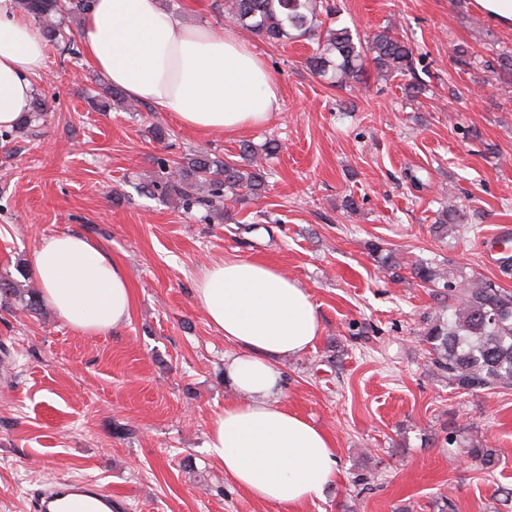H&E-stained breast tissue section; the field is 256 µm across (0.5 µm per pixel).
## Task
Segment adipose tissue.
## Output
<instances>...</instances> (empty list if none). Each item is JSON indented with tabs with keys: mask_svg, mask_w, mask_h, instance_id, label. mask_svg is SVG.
<instances>
[{
	"mask_svg": "<svg viewBox=\"0 0 512 512\" xmlns=\"http://www.w3.org/2000/svg\"><path fill=\"white\" fill-rule=\"evenodd\" d=\"M80 44L113 87L186 128L236 134L280 108L272 74L243 36L182 22L158 0H93ZM44 67L31 18L0 0V129L29 112ZM28 261L42 300L70 327L105 334L128 322L127 268L81 233L43 236ZM194 302L231 349L224 375L238 394L210 422V454L253 499L302 512L340 471L332 438L283 402L282 363L322 331L308 290L279 266L234 256L203 266Z\"/></svg>",
	"mask_w": 512,
	"mask_h": 512,
	"instance_id": "obj_1",
	"label": "adipose tissue"
}]
</instances>
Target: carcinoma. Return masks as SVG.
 I'll list each match as a JSON object with an SVG mask.
<instances>
[{
    "instance_id": "obj_1",
    "label": "carcinoma",
    "mask_w": 512,
    "mask_h": 512,
    "mask_svg": "<svg viewBox=\"0 0 512 512\" xmlns=\"http://www.w3.org/2000/svg\"><path fill=\"white\" fill-rule=\"evenodd\" d=\"M16 7L43 22L55 15L79 17L88 10L89 0H16ZM324 15L331 16L332 9L323 8L322 0H224V19L267 44L317 37L307 65L319 76L333 71L340 88L362 83L370 65L387 79L407 78L404 90L409 98L423 94L425 83L416 74L414 50L391 27L362 38L348 26L334 27L321 20ZM39 112L41 103L36 100L22 116L19 129L37 136ZM238 157L237 161L219 159L206 148H196L172 165L162 161L167 174L160 189L180 207L221 212L226 202L259 196L265 190L266 172L256 148L244 141ZM412 278L427 286L444 282L453 300L424 329L428 367L446 375L448 385L463 393L512 389V292L490 283L459 281L422 263L412 268ZM2 293L28 314H43L36 288H23L1 277ZM471 459L485 470L497 462L491 448L472 449Z\"/></svg>"
}]
</instances>
